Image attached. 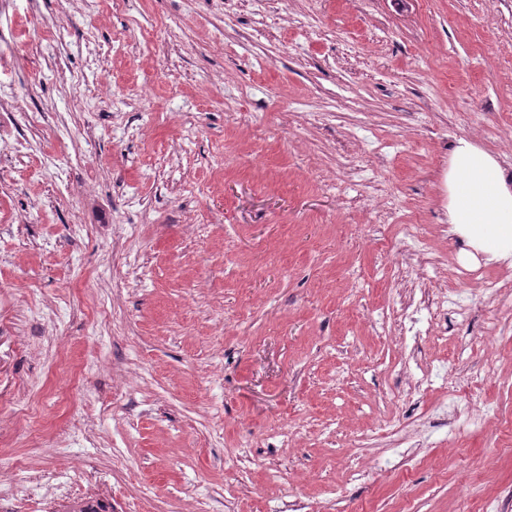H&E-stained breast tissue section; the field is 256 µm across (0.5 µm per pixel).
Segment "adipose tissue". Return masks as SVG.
<instances>
[{"label": "adipose tissue", "mask_w": 512, "mask_h": 512, "mask_svg": "<svg viewBox=\"0 0 512 512\" xmlns=\"http://www.w3.org/2000/svg\"><path fill=\"white\" fill-rule=\"evenodd\" d=\"M448 222L472 247L494 259L512 256V176L468 140L448 164Z\"/></svg>", "instance_id": "1"}]
</instances>
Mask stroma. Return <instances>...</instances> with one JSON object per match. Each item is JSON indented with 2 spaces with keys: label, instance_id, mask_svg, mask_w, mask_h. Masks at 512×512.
<instances>
[{
  "label": "stroma",
  "instance_id": "stroma-1",
  "mask_svg": "<svg viewBox=\"0 0 512 512\" xmlns=\"http://www.w3.org/2000/svg\"><path fill=\"white\" fill-rule=\"evenodd\" d=\"M2 59L0 512H512L445 182L459 138L512 173V0H0ZM427 290L467 315L405 340Z\"/></svg>",
  "mask_w": 512,
  "mask_h": 512
}]
</instances>
